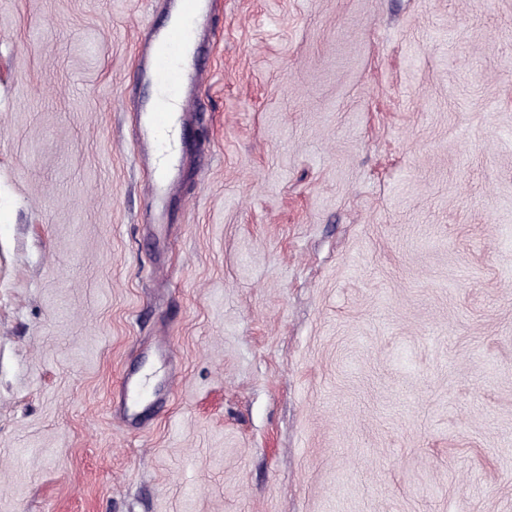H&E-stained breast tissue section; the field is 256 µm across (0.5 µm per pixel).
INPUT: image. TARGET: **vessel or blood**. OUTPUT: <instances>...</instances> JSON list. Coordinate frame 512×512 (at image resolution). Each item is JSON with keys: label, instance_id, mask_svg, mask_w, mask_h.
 Returning <instances> with one entry per match:
<instances>
[{"label": "vessel or blood", "instance_id": "obj_1", "mask_svg": "<svg viewBox=\"0 0 512 512\" xmlns=\"http://www.w3.org/2000/svg\"><path fill=\"white\" fill-rule=\"evenodd\" d=\"M177 17L165 28L149 32L147 62L137 76L156 90L147 110L140 113L134 128L137 140L158 145L163 156L174 148L167 138L177 123V114L196 103V91L205 73L195 54L196 30L205 9V0H174Z\"/></svg>", "mask_w": 512, "mask_h": 512}]
</instances>
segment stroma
<instances>
[{
  "mask_svg": "<svg viewBox=\"0 0 512 512\" xmlns=\"http://www.w3.org/2000/svg\"><path fill=\"white\" fill-rule=\"evenodd\" d=\"M0 0V512H512V0ZM177 18L162 29H149V43L145 52L147 63L137 69V77L150 83L156 90L148 109L140 112L134 135L143 144L162 151L161 157L169 156L162 169H157L153 194L157 206L163 209L171 186L168 177L173 159V144L166 136L177 123L179 112L185 113L196 103V91L201 87L205 73L195 54L196 30L205 9V0H175ZM179 112L173 109L174 103Z\"/></svg>",
  "mask_w": 512,
  "mask_h": 512,
  "instance_id": "obj_1",
  "label": "stroma"
}]
</instances>
